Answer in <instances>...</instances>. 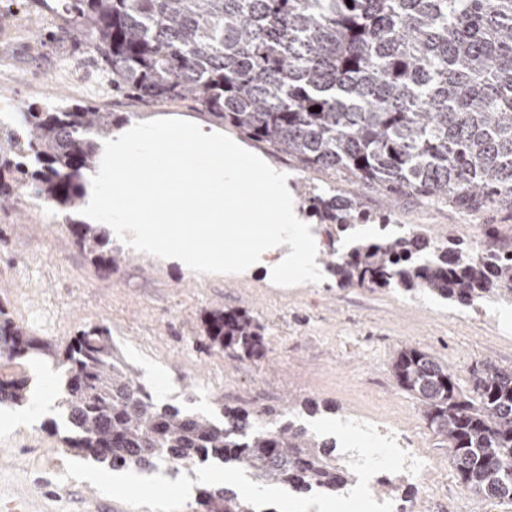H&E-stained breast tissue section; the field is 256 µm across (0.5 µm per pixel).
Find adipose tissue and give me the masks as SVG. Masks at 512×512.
<instances>
[{"instance_id":"obj_1","label":"adipose tissue","mask_w":512,"mask_h":512,"mask_svg":"<svg viewBox=\"0 0 512 512\" xmlns=\"http://www.w3.org/2000/svg\"><path fill=\"white\" fill-rule=\"evenodd\" d=\"M79 218L138 252L211 275L318 274L315 237L285 170L223 126L134 119L97 139Z\"/></svg>"}]
</instances>
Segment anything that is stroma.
Segmentation results:
<instances>
[{
  "mask_svg": "<svg viewBox=\"0 0 512 512\" xmlns=\"http://www.w3.org/2000/svg\"><path fill=\"white\" fill-rule=\"evenodd\" d=\"M37 0H0V102L13 108L55 104L92 105L129 119L181 114L210 117L189 100L145 102L113 91L88 48L51 40L59 16ZM266 153L287 169L293 191L301 188L358 195L370 214L389 224H416L432 237H453L477 246L494 229L512 244V210L467 214L405 193L386 194L351 183L343 175L302 168L284 153ZM76 211L34 200L26 192L0 201V305L35 336L66 340L93 326L108 329L112 348L137 369L139 380L160 401L188 412L217 414L219 405L263 410L307 425L292 406L317 400L324 417L356 419L390 428L400 447L414 449L424 466L406 478L408 499L394 498L401 512H512V505L478 496L459 481L418 400L401 389L393 361L403 347H420L451 366L461 381L476 363L512 367V305L454 303L402 288L341 287L327 268L318 278L280 285L264 275L207 276L163 265L110 241L111 266L95 261L69 229ZM216 308L247 311L264 325L262 358L243 359L214 345L204 320ZM6 371L28 378L32 400L45 410L29 425L7 423L18 406L0 404V498L29 501L30 512H151L131 510L87 481L66 478L75 453L64 448L51 425L66 422L56 403L64 376L52 361L16 359Z\"/></svg>",
  "mask_w": 512,
  "mask_h": 512,
  "instance_id": "obj_1",
  "label": "stroma"
}]
</instances>
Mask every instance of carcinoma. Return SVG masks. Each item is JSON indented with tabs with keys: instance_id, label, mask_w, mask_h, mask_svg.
Returning a JSON list of instances; mask_svg holds the SVG:
<instances>
[{
	"instance_id": "1",
	"label": "carcinoma",
	"mask_w": 512,
	"mask_h": 512,
	"mask_svg": "<svg viewBox=\"0 0 512 512\" xmlns=\"http://www.w3.org/2000/svg\"><path fill=\"white\" fill-rule=\"evenodd\" d=\"M65 12L59 37L84 38L118 91L190 99L306 168L466 212L512 209V0H66ZM18 115V131L0 122V198L25 188L62 209L81 199L94 138L126 123L80 104ZM308 202L336 239L369 219L356 197ZM387 228L342 254L329 240L327 268L340 284L512 303L511 249ZM75 235L112 264L96 225L77 224ZM205 325L241 358L264 353L263 325L246 311L214 309ZM28 354L65 371V445L114 470L151 472L161 461L189 470L213 457L300 494L341 495L357 482L334 438L292 421L267 430L242 408L223 407L217 421L162 404L112 353L106 329L38 340L0 307V358ZM393 373L421 402L461 484L512 501V368L477 363L463 389L450 366L407 346ZM28 399V380L1 371L0 403ZM200 498L206 512H255L226 487Z\"/></svg>"
}]
</instances>
